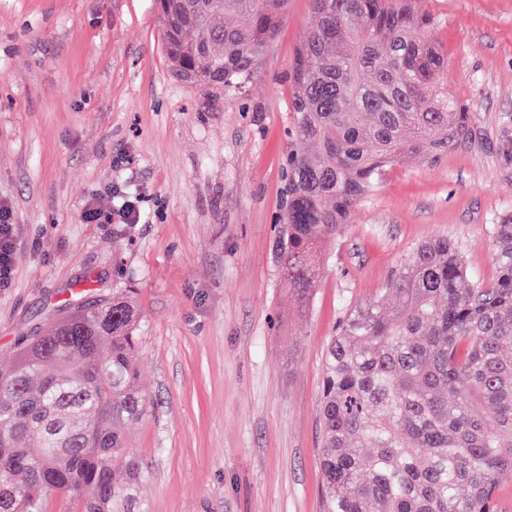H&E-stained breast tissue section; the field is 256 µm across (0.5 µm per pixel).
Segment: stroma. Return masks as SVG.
<instances>
[{
    "instance_id": "35a3bbf8",
    "label": "stroma",
    "mask_w": 512,
    "mask_h": 512,
    "mask_svg": "<svg viewBox=\"0 0 512 512\" xmlns=\"http://www.w3.org/2000/svg\"><path fill=\"white\" fill-rule=\"evenodd\" d=\"M438 21L448 87L475 139L438 164L408 156L323 258L305 305L271 259L291 114L286 73L312 13L288 14L242 94L175 80L154 0H0V203L17 253L0 288V365L80 304L128 288L147 414L129 426L149 512H322L325 350L420 241L462 244L495 275L488 224L512 211V0H415ZM136 224H86L111 184Z\"/></svg>"
}]
</instances>
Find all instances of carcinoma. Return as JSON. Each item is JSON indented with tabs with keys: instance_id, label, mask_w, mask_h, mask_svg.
Here are the masks:
<instances>
[{
	"instance_id": "cac0c4a2",
	"label": "carcinoma",
	"mask_w": 512,
	"mask_h": 512,
	"mask_svg": "<svg viewBox=\"0 0 512 512\" xmlns=\"http://www.w3.org/2000/svg\"><path fill=\"white\" fill-rule=\"evenodd\" d=\"M170 74L239 92L277 38L288 0H156ZM290 72L288 143L272 254L295 301L386 167L436 164L476 136L448 89L431 15L411 0H312ZM497 152L512 163V125ZM497 278L470 279L460 243L427 239L383 295L346 312L319 401L324 512H500L512 470V212L488 225ZM130 290L51 324L0 370V512H147L126 426L138 382Z\"/></svg>"
}]
</instances>
